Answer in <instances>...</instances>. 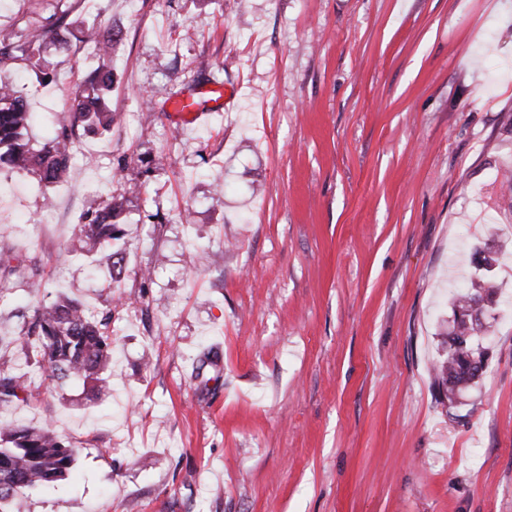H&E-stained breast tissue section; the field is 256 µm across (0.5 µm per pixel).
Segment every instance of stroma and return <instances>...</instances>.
<instances>
[{"label": "stroma", "mask_w": 512, "mask_h": 512, "mask_svg": "<svg viewBox=\"0 0 512 512\" xmlns=\"http://www.w3.org/2000/svg\"><path fill=\"white\" fill-rule=\"evenodd\" d=\"M119 26L110 133L46 187L0 169V337L37 307L109 317L108 391L0 370L41 395L0 428L52 425L67 476L26 512H512V0H82ZM19 84L53 132L93 63ZM235 88L191 133L176 98ZM124 201L125 235L80 240ZM499 249L487 362L458 415L435 367L474 247ZM124 206L121 201L106 202L86 210L77 224V232L94 245L111 244L124 233Z\"/></svg>", "instance_id": "1"}]
</instances>
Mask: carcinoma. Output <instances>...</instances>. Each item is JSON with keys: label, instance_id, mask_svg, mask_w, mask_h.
<instances>
[{"label": "carcinoma", "instance_id": "carcinoma-1", "mask_svg": "<svg viewBox=\"0 0 512 512\" xmlns=\"http://www.w3.org/2000/svg\"><path fill=\"white\" fill-rule=\"evenodd\" d=\"M53 10L22 16L23 34L16 39L0 36V74L23 63L41 83L55 77L48 51L67 54L83 43L95 45L101 63L91 69L83 83L66 100L52 136L38 145L27 138L28 100L9 83H0V167L30 172L50 185L60 182L70 164V145L78 132H108L114 118L109 107L112 69L104 60L112 55L120 38L114 29H101L76 15L79 0H51ZM124 206L108 201L86 210L77 232L93 244H110L124 233ZM495 298V285L482 276L469 279L466 293L459 295L448 329V353L439 362L437 381L448 391V407L472 387L485 366L484 336L492 328L489 318H474L469 310H487ZM38 349L55 381L81 377L91 382L90 391L100 392L106 382L112 352V333L77 302L58 299L35 312L32 322L10 343ZM32 397L24 376L0 375V405ZM72 444L50 425L40 429L24 425L0 430V506L23 512L19 491L50 486L61 480L73 463Z\"/></svg>", "mask_w": 512, "mask_h": 512}]
</instances>
